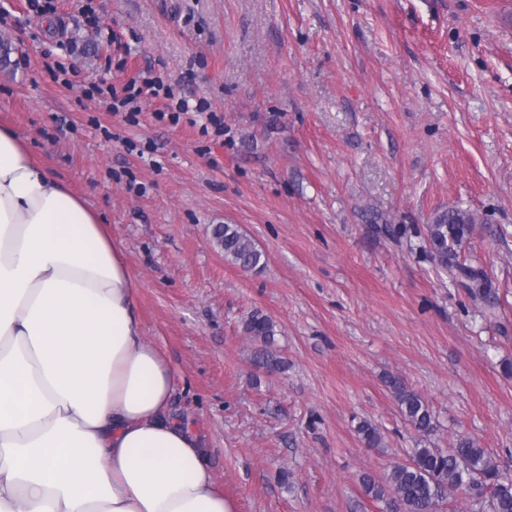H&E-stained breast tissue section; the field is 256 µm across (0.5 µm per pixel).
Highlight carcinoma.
I'll return each instance as SVG.
<instances>
[{
    "mask_svg": "<svg viewBox=\"0 0 512 512\" xmlns=\"http://www.w3.org/2000/svg\"><path fill=\"white\" fill-rule=\"evenodd\" d=\"M474 223V215L460 207L436 212L427 225L429 250L438 268L456 282L469 283L471 297L493 308V292L482 287V272L459 261L458 249ZM212 239L226 262L245 270L262 268V252L238 225H215ZM245 331L259 341L254 364L269 373L284 370L285 361L273 349L274 321L256 311L246 320ZM384 383L405 421L424 435L434 431L433 413L418 392L399 376L388 375ZM357 432L369 447L382 443L380 431L367 420L358 423ZM362 485L367 495L386 503L388 512H436L440 503L458 492L466 495L470 512H512V474L500 469L490 453L470 438L458 439L450 450L415 448L409 461L394 465L381 480L363 476Z\"/></svg>",
    "mask_w": 512,
    "mask_h": 512,
    "instance_id": "carcinoma-1",
    "label": "carcinoma"
}]
</instances>
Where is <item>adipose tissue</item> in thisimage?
Wrapping results in <instances>:
<instances>
[{"label":"adipose tissue","instance_id":"ef3b65f1","mask_svg":"<svg viewBox=\"0 0 512 512\" xmlns=\"http://www.w3.org/2000/svg\"><path fill=\"white\" fill-rule=\"evenodd\" d=\"M108 224L0 123V512H235Z\"/></svg>","mask_w":512,"mask_h":512}]
</instances>
